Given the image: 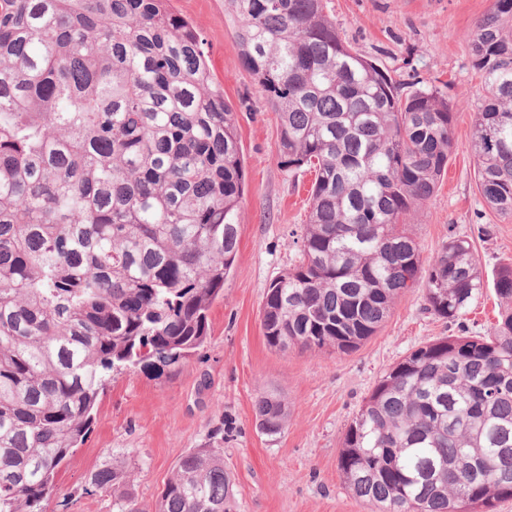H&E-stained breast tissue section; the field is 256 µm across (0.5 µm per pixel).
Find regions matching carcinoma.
Wrapping results in <instances>:
<instances>
[{
  "instance_id": "1",
  "label": "carcinoma",
  "mask_w": 512,
  "mask_h": 512,
  "mask_svg": "<svg viewBox=\"0 0 512 512\" xmlns=\"http://www.w3.org/2000/svg\"><path fill=\"white\" fill-rule=\"evenodd\" d=\"M169 0H0V512H44L112 373L204 346L239 243L235 112L211 88L194 27ZM243 67L277 111L281 166L315 172L300 259L261 310L275 349L347 354L400 296L454 322L486 286L465 237L422 259L404 220L434 193L453 112L401 93L353 51L323 0H225ZM484 94L472 151L487 205L512 216V0L471 32ZM489 333L443 336L377 382L337 467L373 512H493L512 498V263ZM280 433L288 403L255 398ZM130 473L90 479L119 512ZM224 455H184L155 512H233Z\"/></svg>"
}]
</instances>
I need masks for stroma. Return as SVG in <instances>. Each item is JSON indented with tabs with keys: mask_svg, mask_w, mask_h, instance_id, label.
I'll list each match as a JSON object with an SVG mask.
<instances>
[{
	"mask_svg": "<svg viewBox=\"0 0 512 512\" xmlns=\"http://www.w3.org/2000/svg\"><path fill=\"white\" fill-rule=\"evenodd\" d=\"M491 6L492 0L325 2L340 37L387 70L403 93L434 90L447 99L454 114L448 172L407 224L429 261L449 237H469L489 277L512 262V218L482 198L471 150L481 84L469 36ZM170 8L200 33L211 84L237 114L246 174L239 249L224 294L211 308L204 346L160 372L113 373L91 430L57 474L44 512H116L111 494L84 492L93 472L113 464L131 471V496L153 506L182 456L213 447L224 451L236 512H371L337 468L347 424L391 366L417 346L460 330L486 333L499 301L485 288L466 315L449 322L424 311L418 288L402 295L377 333L350 353L269 347L261 304L271 281L299 259L291 241L306 221L314 175L280 166L278 115L253 93L224 0H170ZM481 225L490 236L478 235ZM261 389L288 400L281 433L267 434L256 423Z\"/></svg>",
	"mask_w": 512,
	"mask_h": 512,
	"instance_id": "1",
	"label": "stroma"
}]
</instances>
